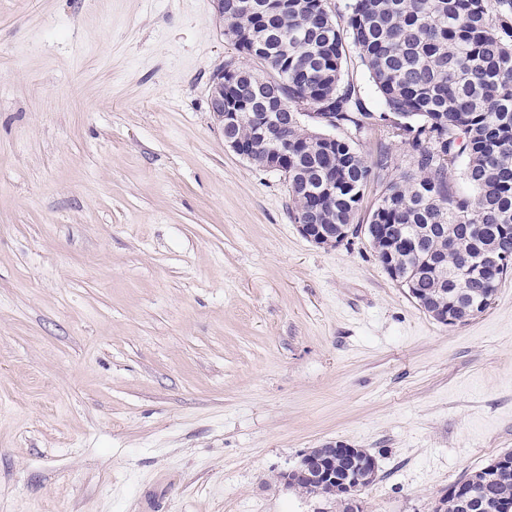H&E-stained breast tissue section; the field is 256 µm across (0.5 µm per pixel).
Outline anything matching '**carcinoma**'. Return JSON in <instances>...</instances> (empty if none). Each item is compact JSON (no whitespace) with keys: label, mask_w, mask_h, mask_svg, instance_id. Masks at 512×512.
I'll return each mask as SVG.
<instances>
[{"label":"carcinoma","mask_w":512,"mask_h":512,"mask_svg":"<svg viewBox=\"0 0 512 512\" xmlns=\"http://www.w3.org/2000/svg\"><path fill=\"white\" fill-rule=\"evenodd\" d=\"M224 0V38L258 67L228 74L240 112H332L336 127L371 126L354 87L343 85L354 47L390 126L410 148L414 171L389 183L369 223L398 245V270L421 293L456 297L459 312L500 283L479 252L512 254V0ZM346 17L345 24L338 19ZM298 149L289 191L296 224H351L389 152L365 160L358 139L298 125L278 132ZM473 190L459 194L448 172ZM468 485L497 512L512 502V467L480 469Z\"/></svg>","instance_id":"1"}]
</instances>
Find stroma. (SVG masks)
I'll return each mask as SVG.
<instances>
[{
  "mask_svg": "<svg viewBox=\"0 0 512 512\" xmlns=\"http://www.w3.org/2000/svg\"><path fill=\"white\" fill-rule=\"evenodd\" d=\"M237 57L212 0H0V512H334L276 477L336 441L432 512L512 452V274L446 326L302 237L210 110ZM360 144L363 222L411 159Z\"/></svg>",
  "mask_w": 512,
  "mask_h": 512,
  "instance_id": "obj_1",
  "label": "stroma"
}]
</instances>
